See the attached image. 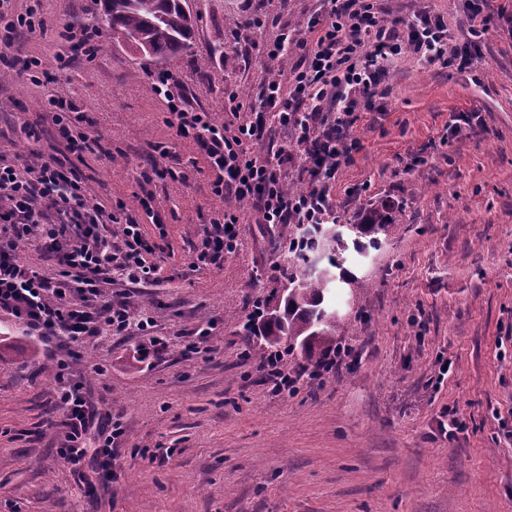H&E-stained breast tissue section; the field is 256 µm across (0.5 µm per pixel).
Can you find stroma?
I'll return each mask as SVG.
<instances>
[{
    "mask_svg": "<svg viewBox=\"0 0 512 512\" xmlns=\"http://www.w3.org/2000/svg\"><path fill=\"white\" fill-rule=\"evenodd\" d=\"M392 16L443 15L453 42L469 41L465 0H380ZM198 16L190 51L163 67L215 125L230 120L229 89L254 95L266 52L301 30L326 0H189ZM43 29L10 53L42 62L41 85L0 70V151L49 152L26 127L50 130L44 101H70L97 146L80 169L90 203H124L156 242L155 282L114 276L113 301L151 316L149 332L78 347L77 368L98 407L123 423L119 479L80 482L57 455L54 360L0 313V512H512V0H488L499 31L482 60L459 70L400 60L381 110L365 113L361 148L330 194L340 223L389 202L398 231L378 248L348 250L364 287L336 285L339 369L276 393L255 337L254 308L280 304L292 224H256L242 207L238 246L222 266L192 267L204 223L223 211L197 146L176 137L154 87V68L113 44L103 0H12ZM94 27V59L70 51L62 26ZM70 53L67 70L56 56ZM481 127L448 134L455 116ZM153 172L144 182L142 172ZM149 207H141V199ZM158 357L140 359L148 338ZM452 366L440 376L444 361ZM467 424L441 434L445 409Z\"/></svg>",
    "mask_w": 512,
    "mask_h": 512,
    "instance_id": "35a3bbf8",
    "label": "stroma"
}]
</instances>
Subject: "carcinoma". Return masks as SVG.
<instances>
[{
  "mask_svg": "<svg viewBox=\"0 0 512 512\" xmlns=\"http://www.w3.org/2000/svg\"><path fill=\"white\" fill-rule=\"evenodd\" d=\"M109 16L112 42L129 48L147 46L143 60L157 63L192 48L197 22L188 0H104ZM330 224H302L298 227V246L288 249L293 254L295 273L289 277L284 304L266 314L260 335L273 345L283 338L298 344L309 364L318 365L330 350L336 336L339 317L331 308V290L340 281L354 288L364 284L343 268L346 251L345 235L362 247L378 244L379 235H392L388 207L381 204L369 210L358 224L346 225V231L329 234ZM327 255L328 264L341 270L340 277L315 269V256Z\"/></svg>",
  "mask_w": 512,
  "mask_h": 512,
  "instance_id": "obj_1",
  "label": "carcinoma"
}]
</instances>
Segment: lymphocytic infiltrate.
<instances>
[{"label": "lymphocytic infiltrate", "mask_w": 512, "mask_h": 512, "mask_svg": "<svg viewBox=\"0 0 512 512\" xmlns=\"http://www.w3.org/2000/svg\"><path fill=\"white\" fill-rule=\"evenodd\" d=\"M293 53L300 60L291 70L292 91L282 92L279 79L270 77L259 101L243 103L238 93L230 94L232 114L245 116L236 125L211 124L206 112L174 90L169 73L154 76L170 125L177 137L196 142L214 174L212 192L226 203L223 215L205 228L195 265L221 266L225 254L235 251L243 203L259 224L335 223L330 186L358 151L354 128L374 109L393 64L406 56L423 66L465 70L477 60L475 46L451 43L443 16L423 11L407 20L388 18L374 0H336L327 14L311 16L305 31L280 34L267 56L279 60ZM46 110L54 125V155L36 151L19 164L0 155V312L57 351L146 329L148 320H134L125 306L108 303L92 312L88 304L113 273L140 283L153 279L158 267L151 260L155 247L139 224L89 203L77 163L92 151L93 140L72 104L52 96ZM275 126L290 132L289 146L270 145L266 157H258L254 145ZM291 163L307 184L297 194L288 193L281 176ZM112 223L119 224L118 234L106 233ZM26 245L50 258L55 277L20 261L18 251ZM54 379L64 416L59 455L76 473L89 467L102 483L116 481L112 451L124 434L121 423L95 412L84 384L73 380L69 360L56 359Z\"/></svg>", "instance_id": "1"}]
</instances>
